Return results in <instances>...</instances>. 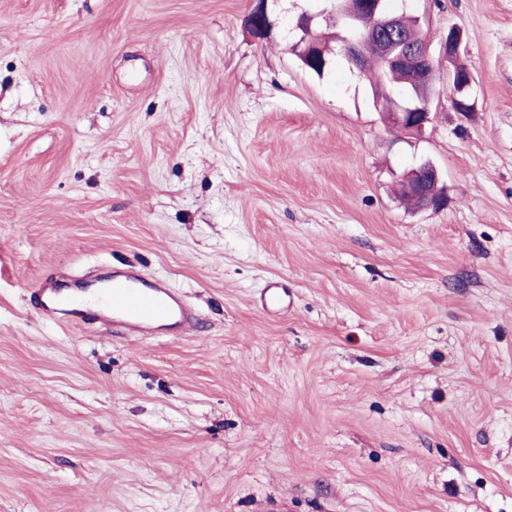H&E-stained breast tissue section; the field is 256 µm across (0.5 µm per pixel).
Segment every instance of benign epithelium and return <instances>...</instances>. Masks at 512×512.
Here are the masks:
<instances>
[{
	"label": "benign epithelium",
	"mask_w": 512,
	"mask_h": 512,
	"mask_svg": "<svg viewBox=\"0 0 512 512\" xmlns=\"http://www.w3.org/2000/svg\"><path fill=\"white\" fill-rule=\"evenodd\" d=\"M268 0H256V6L251 13L250 23L258 35L265 34L272 22L267 12ZM359 14L377 20L378 25L370 26L360 32L355 38L342 42L339 52L358 71H368L376 64L396 71H408L417 80L419 88L431 93L436 81V69L430 65L432 54L427 45H422L418 51L402 49L397 44V37L402 31L405 13L388 8L385 0H359ZM318 14L304 11L299 16L295 29L302 33L306 50L318 47L320 34L314 29V21ZM462 35L460 30L448 28V37L441 43L440 53L448 57V87L455 86L458 75L457 66L462 57ZM383 113L397 128L418 134L431 121L429 108L415 112L406 111L399 103L392 102L384 106ZM439 176L437 169L426 162L407 177L401 186V192L418 201L422 208L438 209L444 204V197L436 192Z\"/></svg>",
	"instance_id": "benign-epithelium-1"
}]
</instances>
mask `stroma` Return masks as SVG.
Segmentation results:
<instances>
[{
	"label": "stroma",
	"mask_w": 512,
	"mask_h": 512,
	"mask_svg": "<svg viewBox=\"0 0 512 512\" xmlns=\"http://www.w3.org/2000/svg\"><path fill=\"white\" fill-rule=\"evenodd\" d=\"M311 4L0 0V512H512V0H390L475 78L417 135L301 66ZM116 271L199 324L38 314ZM462 35L460 30L450 27L448 29V37L441 43L440 53L448 57V88L453 89L451 101L455 104L458 112L468 108L469 103L460 99L455 92L454 86L458 75L457 66L462 62ZM439 176L437 169L426 162L407 177L401 186L402 195L413 197L422 208L439 209L444 204V197L436 192ZM263 307L268 308H284L291 304V297L288 288L281 287L277 282H271L264 289L262 296Z\"/></svg>",
	"instance_id": "obj_1"
}]
</instances>
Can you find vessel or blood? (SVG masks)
Here are the masks:
<instances>
[{
	"label": "vessel or blood",
	"instance_id": "b4317fda",
	"mask_svg": "<svg viewBox=\"0 0 512 512\" xmlns=\"http://www.w3.org/2000/svg\"><path fill=\"white\" fill-rule=\"evenodd\" d=\"M79 309L94 310L130 333L151 336L160 331L186 333L197 315L182 297L164 284L141 287L137 276L113 274L106 288L74 298Z\"/></svg>",
	"mask_w": 512,
	"mask_h": 512
}]
</instances>
